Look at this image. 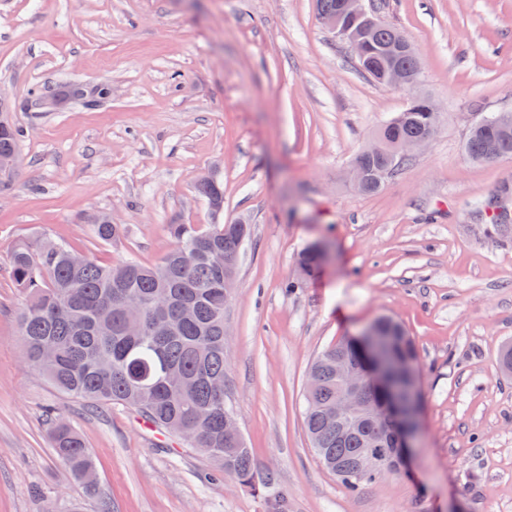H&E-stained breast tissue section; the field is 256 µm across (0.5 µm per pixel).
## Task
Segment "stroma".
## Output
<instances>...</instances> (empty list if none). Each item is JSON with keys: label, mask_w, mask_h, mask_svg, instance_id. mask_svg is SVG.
Segmentation results:
<instances>
[{"label": "stroma", "mask_w": 512, "mask_h": 512, "mask_svg": "<svg viewBox=\"0 0 512 512\" xmlns=\"http://www.w3.org/2000/svg\"><path fill=\"white\" fill-rule=\"evenodd\" d=\"M421 62L439 131L372 194L349 170L407 103L356 65L315 0H0V97L25 135L0 177V512H72L83 484L58 464L51 421L89 448L111 512H512V240L475 212L512 183V160L464 151L475 113L512 112V0H370ZM104 85L88 107L67 87ZM48 91L53 103L33 96ZM217 168L224 221L251 237L224 309V398L252 451L255 488L134 409L53 388L22 357V296L8 253L46 234L101 264L153 265L170 224L209 222L194 193ZM123 225L97 241L87 217ZM320 243L330 259L297 281ZM380 316L418 353L421 433L411 474L348 492L303 421L309 367ZM273 487H264L267 474Z\"/></svg>", "instance_id": "stroma-1"}]
</instances>
